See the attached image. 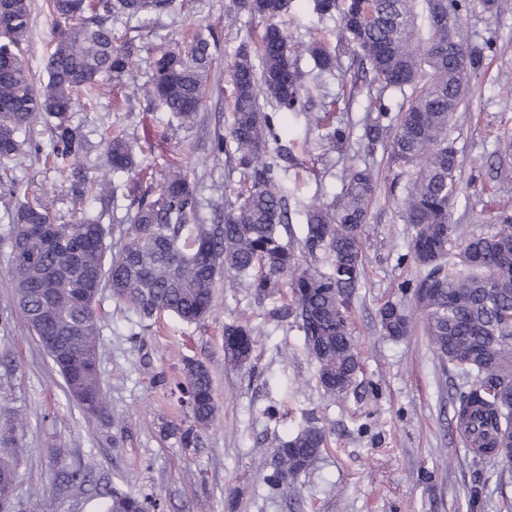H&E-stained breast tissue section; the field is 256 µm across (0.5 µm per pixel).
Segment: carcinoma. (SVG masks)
I'll use <instances>...</instances> for the list:
<instances>
[{"mask_svg":"<svg viewBox=\"0 0 512 512\" xmlns=\"http://www.w3.org/2000/svg\"><path fill=\"white\" fill-rule=\"evenodd\" d=\"M265 22L256 48L242 45L232 65L234 120L229 134L215 130L211 151L224 152L230 141L237 155L242 188L236 201L210 220L199 213L189 172L168 165L152 192L132 199L135 223L129 225L118 251L107 243L97 220L81 216L57 224L53 200L45 194L21 204L12 216V276L21 313L42 345L52 339L73 344L64 359L54 360L70 396L89 414L102 409L104 396L97 367L99 335L94 305H79L72 289L76 279L90 299L103 288L134 308L141 320L168 312L186 323L214 314L213 294L221 279L248 281L262 302L289 279L292 315L303 332L306 350L319 366V383L331 397H341L355 383L359 355L350 332V300L361 287L363 227L376 181L370 168L347 167L342 187L330 205L312 203L300 252L284 243L280 229L289 224L288 195L283 185L276 116L307 113L308 90L298 58L306 54L321 73L339 67L336 49L313 38L295 51L283 17L288 0H235ZM0 11V164L23 154L18 133L39 117L52 125V162L60 171L79 164L88 150L69 113L80 100L92 102L113 80L115 100L137 96L158 101L181 124H194L202 105L204 76L211 63L209 38L192 29L173 48L154 53L150 81L138 82L131 50L114 44L108 21L141 20L170 11L174 0H49L58 33L47 56V81L37 83L21 58L30 30L31 0H4ZM474 0H315L319 19L339 15V44L350 46L370 66L372 80L352 89L365 90L369 119L363 138L373 154L389 150L393 162L414 169L400 201L407 224L409 255L424 275L412 285L423 327L440 364L466 378L458 392L456 428L466 446L491 455L512 448V211L496 215L493 231L457 234L451 223L459 194L457 151L448 126L463 105L469 81L484 67L494 40L472 43L463 24L475 10ZM412 89L407 108L391 116L387 93ZM349 136L334 127L322 145L343 152ZM111 168L98 182L117 193L111 177L147 178L131 141L122 133L107 138ZM43 225L57 246L43 249L30 241V227ZM325 256L327 274L302 269L297 255ZM385 335H407L410 319L393 304L380 312ZM256 332L224 325V363L239 369L251 359ZM179 401L192 424L180 430L185 448L197 445L216 418L211 372L199 361L186 362L176 384ZM326 430L307 425L274 445L262 481L273 493L293 487L322 453ZM16 460L0 456V487L16 484ZM157 504L128 492H114L107 512H148Z\"/></svg>","mask_w":512,"mask_h":512,"instance_id":"carcinoma-1","label":"carcinoma"}]
</instances>
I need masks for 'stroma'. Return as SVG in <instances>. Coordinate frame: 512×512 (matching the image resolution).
I'll list each match as a JSON object with an SVG mask.
<instances>
[{"label":"stroma","mask_w":512,"mask_h":512,"mask_svg":"<svg viewBox=\"0 0 512 512\" xmlns=\"http://www.w3.org/2000/svg\"><path fill=\"white\" fill-rule=\"evenodd\" d=\"M285 21L291 43L315 36L337 43V20H319L314 0H290ZM466 22L473 42L495 39L448 129L461 176L452 220L469 235L489 231L499 209L512 208V174L497 176L492 156L512 142V0H498L491 13L474 11ZM193 23L215 36L197 125H170L169 113L146 98L119 107L108 95L77 108L70 121L90 144L81 160L87 175L107 169L105 137L121 129L155 174L174 161L187 167L201 209L209 213L234 198L240 171L234 157L210 156L207 134L231 127V63L242 42L259 39L261 19L234 9L231 0H177L168 14L141 24L119 19L112 28L132 50L144 82L151 75L148 46L177 41ZM54 38L46 0H32L24 60L38 81L46 79L44 61ZM340 64L336 75L321 76L309 58L300 61L311 111L335 101L331 123L351 132L346 155L325 152L319 130L301 115H282L277 147L291 205L284 240L294 246L306 232V205L331 203L348 164L370 166L377 180L363 229L362 286L350 319L361 370L341 399L324 394L295 318L274 315L291 303L288 285L258 302L244 286L218 283L216 312L202 324L166 313L140 322L105 288L96 303L105 404L99 413H86L69 398L57 367L19 313L11 275L12 215L26 194L43 188L55 195L57 223L74 222L87 211L116 245L136 208L130 199L114 200L97 188L77 207L66 175L46 160L52 151L48 119L24 135L39 153L0 166V180L15 178L19 187L16 194H0V453L18 456L13 512H104L115 488L155 501L157 512H512V468L475 455L455 432L456 395L465 378L440 366L415 302L402 290L403 282L420 277L398 207L410 174L387 152L366 153L359 140L366 102L351 86L370 77L369 66L347 48ZM388 304L412 316L410 332L398 340L385 336L378 321ZM228 324L259 333L250 361L238 370L224 366ZM187 358L209 368L217 405L216 421L197 448L182 447L170 432L189 423L172 394ZM309 421L328 429L327 447L287 494H269L262 461L271 457L275 438L289 437ZM77 468L87 475L84 484L68 479Z\"/></svg>","instance_id":"1"}]
</instances>
